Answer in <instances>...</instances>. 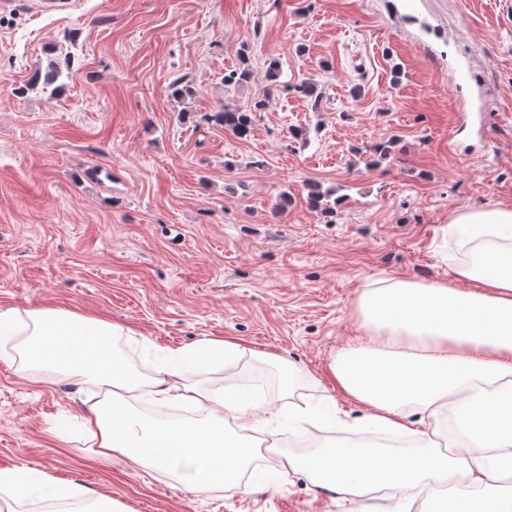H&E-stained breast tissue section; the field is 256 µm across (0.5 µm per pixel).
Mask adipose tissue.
Returning a JSON list of instances; mask_svg holds the SVG:
<instances>
[{"mask_svg": "<svg viewBox=\"0 0 512 512\" xmlns=\"http://www.w3.org/2000/svg\"><path fill=\"white\" fill-rule=\"evenodd\" d=\"M453 230L480 229V267L456 263L455 284L388 278L365 284L354 304L366 341L341 349L330 364L337 390L366 409L365 427L417 437L419 450L392 453L366 443L329 445L307 456L283 455L285 471H306L319 485L357 499L380 489L447 501L449 512H512V206L453 213ZM111 322L43 308L20 317L0 311V336L20 337L23 369L60 373L75 387L90 381L134 390L138 378L112 355ZM245 346L206 339L167 355L150 380L163 402L197 407L200 419L151 421L127 405H92L86 433L102 455L119 452L166 473L189 489L236 484L259 454L243 436L266 410L240 393L177 385L183 360L198 353L220 361ZM463 436L453 454L435 438L443 411ZM35 470H0V512L48 489Z\"/></svg>", "mask_w": 512, "mask_h": 512, "instance_id": "1", "label": "adipose tissue"}]
</instances>
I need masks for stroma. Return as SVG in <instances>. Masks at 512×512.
<instances>
[{
    "instance_id": "1",
    "label": "stroma",
    "mask_w": 512,
    "mask_h": 512,
    "mask_svg": "<svg viewBox=\"0 0 512 512\" xmlns=\"http://www.w3.org/2000/svg\"><path fill=\"white\" fill-rule=\"evenodd\" d=\"M244 64L249 80L225 82ZM304 80L313 96L296 92ZM261 98L246 138L206 119ZM380 143L390 155H374ZM314 187L332 212L308 205ZM496 203L512 205V0L0 7V310L55 306L128 328L145 382L166 349L203 339L249 352L179 384L213 390L234 368L291 365L294 392L265 397L284 453L362 434L364 407L329 376L367 338L357 289L452 279L449 215ZM97 391L21 371L0 340V469H38L117 512L423 508L391 491L352 502L273 463L191 491L95 454L80 419ZM303 402L335 403L346 427L293 446L288 411Z\"/></svg>"
}]
</instances>
